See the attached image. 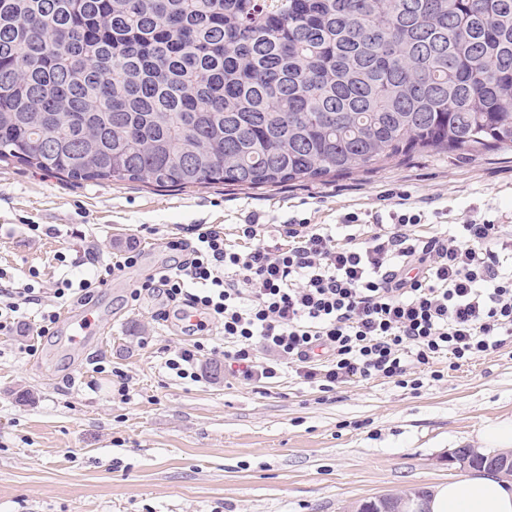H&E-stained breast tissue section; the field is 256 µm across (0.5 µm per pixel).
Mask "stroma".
Listing matches in <instances>:
<instances>
[{"label": "stroma", "mask_w": 512, "mask_h": 512, "mask_svg": "<svg viewBox=\"0 0 512 512\" xmlns=\"http://www.w3.org/2000/svg\"><path fill=\"white\" fill-rule=\"evenodd\" d=\"M391 192L427 204L423 236L458 234L470 219L503 222L512 152L426 153L263 190L66 183L0 163V273L19 288L38 271L44 307L75 306L53 292L80 279L74 262L85 251L105 263L131 245L140 254L95 289L99 317L86 345L60 324L49 336L0 332V512H354L463 475L459 449L512 419V336L468 363L435 359L442 380L421 371L416 391L375 379L324 394L288 367L258 388L225 371L214 328L183 335L159 320L151 294L130 298L176 259L169 243L187 225L231 234L254 214L267 241L292 217L334 232L343 214L379 211ZM197 342L198 379L178 378L166 359Z\"/></svg>", "instance_id": "1"}]
</instances>
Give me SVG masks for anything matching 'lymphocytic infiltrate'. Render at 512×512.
<instances>
[{"instance_id": "lymphocytic-infiltrate-1", "label": "lymphocytic infiltrate", "mask_w": 512, "mask_h": 512, "mask_svg": "<svg viewBox=\"0 0 512 512\" xmlns=\"http://www.w3.org/2000/svg\"><path fill=\"white\" fill-rule=\"evenodd\" d=\"M425 218L401 201L375 215V231L361 239L351 229L363 220L349 212L344 240L296 219L270 244L258 242L252 216L233 241L223 227L192 224L176 243L185 259L143 286L198 313L189 332L219 320L224 360L246 380L275 378L286 364L323 392L371 378L417 389L423 382L409 378V363L471 360L512 335V231L472 219L460 236L426 237L415 232ZM85 258L92 272L62 280L57 297L74 290L89 303L94 288L138 255L128 250L111 265L91 251ZM41 302L34 288L0 284V330L22 325L25 307Z\"/></svg>"}]
</instances>
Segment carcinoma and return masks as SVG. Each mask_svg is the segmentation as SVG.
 <instances>
[{
    "instance_id": "1",
    "label": "carcinoma",
    "mask_w": 512,
    "mask_h": 512,
    "mask_svg": "<svg viewBox=\"0 0 512 512\" xmlns=\"http://www.w3.org/2000/svg\"><path fill=\"white\" fill-rule=\"evenodd\" d=\"M491 150L512 0H0L3 163L256 189Z\"/></svg>"
}]
</instances>
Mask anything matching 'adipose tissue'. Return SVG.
Segmentation results:
<instances>
[{
	"label": "adipose tissue",
	"instance_id": "obj_1",
	"mask_svg": "<svg viewBox=\"0 0 512 512\" xmlns=\"http://www.w3.org/2000/svg\"><path fill=\"white\" fill-rule=\"evenodd\" d=\"M420 512H512V480L484 471L429 487Z\"/></svg>",
	"mask_w": 512,
	"mask_h": 512
}]
</instances>
